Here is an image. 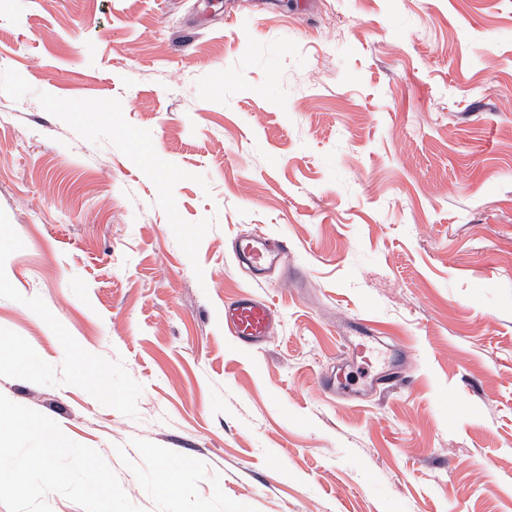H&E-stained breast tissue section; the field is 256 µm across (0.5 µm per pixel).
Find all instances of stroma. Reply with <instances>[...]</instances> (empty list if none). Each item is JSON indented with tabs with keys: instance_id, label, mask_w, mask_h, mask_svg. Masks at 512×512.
<instances>
[{
	"instance_id": "1",
	"label": "stroma",
	"mask_w": 512,
	"mask_h": 512,
	"mask_svg": "<svg viewBox=\"0 0 512 512\" xmlns=\"http://www.w3.org/2000/svg\"><path fill=\"white\" fill-rule=\"evenodd\" d=\"M0 405V512H512V0H0ZM236 256L252 267L262 269L274 265L288 255V245L281 240H272L270 236L255 234L236 242ZM275 317V310L251 292L239 294L224 306V322L244 345L267 341ZM352 334L359 335L357 337L361 338V340L357 343H354L351 340H348L349 343L346 346L347 350L349 352V357L344 359V362L342 363L341 367L339 368L338 376L341 375L342 371L349 366V364L354 363L355 360L358 358L362 360H366L367 356L366 353L368 352L369 348L364 344L362 338L365 337H372L375 336L377 332H375L372 329H369L368 327L364 325H354L351 327ZM336 373L334 374V378L329 380V385L334 388L335 387V379L337 377ZM12 415L18 423V433L38 435L41 447L39 455L36 458V463L43 467H47L49 460L52 457H54L59 451H61L62 447L60 443L56 440L54 436L40 433L35 426L19 421L13 413Z\"/></svg>"
}]
</instances>
